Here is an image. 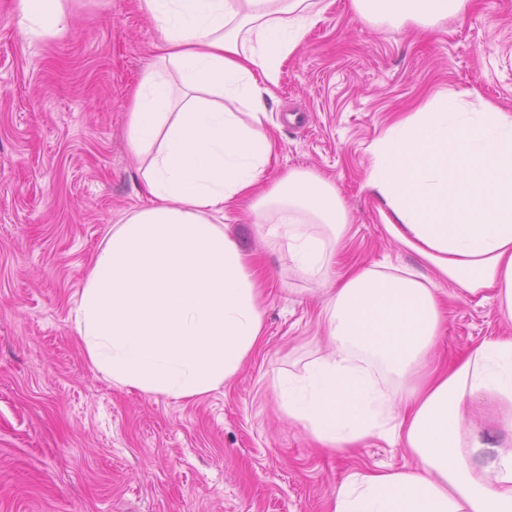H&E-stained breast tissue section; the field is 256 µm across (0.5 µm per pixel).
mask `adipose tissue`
Listing matches in <instances>:
<instances>
[{
	"label": "adipose tissue",
	"mask_w": 512,
	"mask_h": 512,
	"mask_svg": "<svg viewBox=\"0 0 512 512\" xmlns=\"http://www.w3.org/2000/svg\"><path fill=\"white\" fill-rule=\"evenodd\" d=\"M470 0H351L371 23L426 29ZM161 41L133 92L127 143L148 202L107 232L70 311L114 386L189 400L263 343L262 292L222 222L246 196L295 273L327 281L350 219L335 182L276 160L267 128L282 64L326 0H140ZM25 29L65 28L63 0H20ZM365 186L385 228L432 267L353 264L321 315L325 349L272 380L281 412L325 448L402 444L410 470L352 473L333 512H512V332L428 370L445 331L439 281L512 321V113L439 89L371 145ZM499 440H492V433ZM493 448L491 464L472 460Z\"/></svg>",
	"instance_id": "adipose-tissue-1"
}]
</instances>
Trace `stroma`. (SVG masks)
Returning <instances> with one entry per match:
<instances>
[{
  "mask_svg": "<svg viewBox=\"0 0 512 512\" xmlns=\"http://www.w3.org/2000/svg\"><path fill=\"white\" fill-rule=\"evenodd\" d=\"M65 5L67 27L46 38L0 0V512H330L349 474L415 466L378 439L313 448L281 415L271 381L321 346L327 296L262 240L248 197L225 222L261 264L264 340L237 375L176 401L92 368L69 313L106 232L145 201L127 120L159 38L137 0ZM439 87L512 112V0H474L429 32L354 21L334 0L281 67L268 182L298 167L330 178L350 214L345 254L420 266L364 183L373 139ZM443 297L441 362L504 331L494 305Z\"/></svg>",
  "mask_w": 512,
  "mask_h": 512,
  "instance_id": "35a3bbf8",
  "label": "stroma"
}]
</instances>
